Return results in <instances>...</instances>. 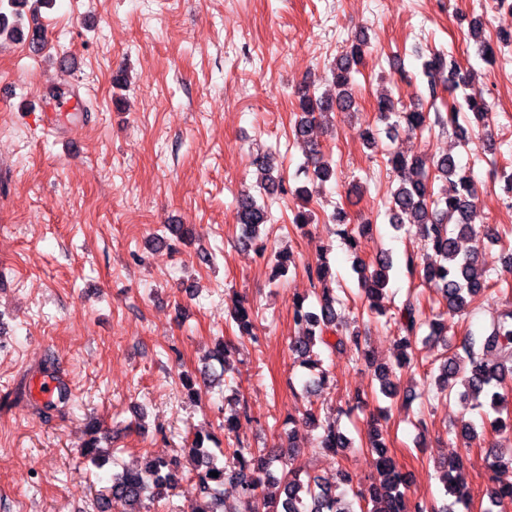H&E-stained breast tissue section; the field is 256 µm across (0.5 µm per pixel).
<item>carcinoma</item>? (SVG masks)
Segmentation results:
<instances>
[{
    "label": "carcinoma",
    "instance_id": "cac0c4a2",
    "mask_svg": "<svg viewBox=\"0 0 512 512\" xmlns=\"http://www.w3.org/2000/svg\"><path fill=\"white\" fill-rule=\"evenodd\" d=\"M26 0H8L12 8L7 14L0 11V37L13 38L20 33L22 14L18 6ZM366 40L355 38L349 51L336 59L333 68V83L338 92L334 95L317 96L305 88L300 93V105L303 117L295 125L297 138L309 142V133L313 125L332 112H348L355 104L352 92L348 90L353 81L355 66L359 64ZM430 97L437 98L436 80L444 75L448 78V91L462 90L461 97H453L447 106V112L433 114L411 109L406 112L395 111V103L387 94H382L376 102L378 118L390 123L394 117L404 121L407 126L424 130L431 126L451 127L460 132L464 128L459 124L460 114L466 109L481 117L488 111V104L482 93L471 87L468 74L450 54L437 52L426 64ZM387 163L396 174L398 187L393 192L389 220L392 227L399 231L404 227L416 230L438 258L430 265H418L409 257L406 261L407 272L422 283L437 290L448 310L462 312L476 297L496 286L487 271L479 265V247L483 240L499 239V230L485 226L481 229L469 224V213L475 197V186L469 175L452 156H441L431 162L419 157L408 159L399 154L389 156ZM253 164L262 171L264 177L255 185L256 192L244 191L236 200L237 218L240 224V241L253 247L259 254L266 252V245L260 241V228L269 220L265 205L261 204L257 194H272L284 191L283 180L270 176L273 161L270 155L260 154ZM307 165L312 167L313 178L327 181L333 174L328 161L323 159L321 150L312 145ZM452 180L453 189L449 194L434 192V182ZM334 223L344 226L341 234L351 248H356V236H365L373 230L371 224H359L358 235L350 234L346 225L350 224L348 213L336 209L331 216ZM467 238L473 246L462 250L460 239ZM393 258L385 254L376 258L373 272L366 273L367 266L358 264L361 286L368 302L367 311H381L380 301L388 284L389 271L393 268ZM330 266L321 260L307 268L311 280L323 285L317 293V307L305 305V298L293 303L294 324L302 334L291 343V352L301 364L313 367L318 364L314 347L320 343L328 349H350L353 355L371 363V352L366 337L358 330H349L342 323V316L336 309L340 300L334 290L325 287ZM442 313L427 316L413 296H408L394 313L395 322L403 335L397 340L399 355L394 366L378 365L375 376L380 382V390L386 395L396 393L391 376L396 370L408 369L412 357L408 349L412 340L423 327H428L427 341L438 344L444 341V323ZM230 318L240 331L252 335L253 323L249 309L238 303L230 312ZM462 353L445 356L437 372L425 377L427 388H436L443 393L460 386L459 395L463 399H472L476 407L482 410L480 427L465 424L456 436L468 445L471 441L488 432L500 434L512 433V414L505 412V405L512 402V311L505 312L491 322L477 335L464 338ZM246 407L224 417V430L236 433L242 423L250 422ZM369 447L376 455L378 480L367 488L354 489L359 484L355 475L348 471L338 473V479L327 482L300 469L290 468L281 480L279 494L265 492L263 479L272 478L271 466L275 456L263 448H247L243 444L229 449L232 462L221 466L214 453L203 447L198 438L189 449L187 457L192 470L196 471L197 481L194 490L202 500L199 512H230L224 506V484L229 482L238 488L242 496L254 503V512H455L462 508L469 510L470 495L462 479L464 459L461 455L451 458L444 474L445 495L448 501L440 507L424 502L410 503L406 496L409 478L396 471L383 441L382 431L373 426L368 431ZM349 440L332 425H327L321 436L320 447L327 450L346 448ZM488 465L499 468L512 465V448L498 445L487 454ZM218 476H212V473ZM181 465L176 460L150 458L139 469H127L112 476V482L101 490V504H108L114 498L126 502L130 512H143L145 501L155 499V490L172 488L179 481ZM489 505L485 512H503L512 503V485L495 487L488 493Z\"/></svg>",
    "mask_w": 512,
    "mask_h": 512
}]
</instances>
